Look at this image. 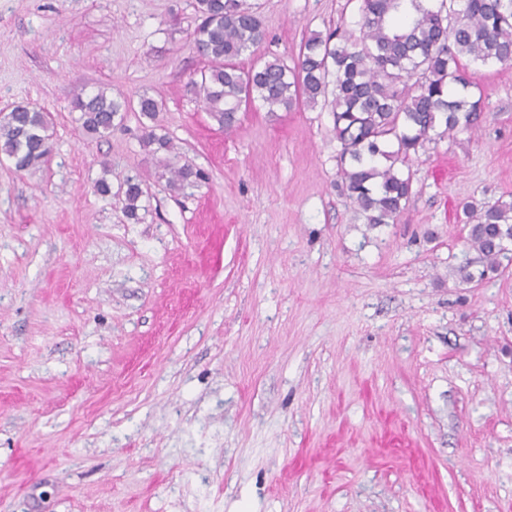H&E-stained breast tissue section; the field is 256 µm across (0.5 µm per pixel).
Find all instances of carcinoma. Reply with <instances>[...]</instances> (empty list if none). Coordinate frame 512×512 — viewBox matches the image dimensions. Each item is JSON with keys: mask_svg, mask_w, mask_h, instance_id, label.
<instances>
[{"mask_svg": "<svg viewBox=\"0 0 512 512\" xmlns=\"http://www.w3.org/2000/svg\"><path fill=\"white\" fill-rule=\"evenodd\" d=\"M200 20L193 46L206 62L197 94L218 122L230 127L242 102L268 112H288L303 101L330 108L340 143L342 190L369 224H387L412 195V177L395 168L435 136L474 131L478 102L462 60L485 65L512 60V0H361L359 37L338 28L310 36L297 65L272 58L249 69L239 65L264 38L247 0H195ZM82 129L106 137L129 111L139 113L142 145L157 158L174 190L206 179L203 170L176 165L172 138L159 121L163 102L143 93L133 102L100 88L73 102ZM54 122L33 104L0 113V153L18 171L48 162ZM142 183L124 180L123 210L138 219ZM468 240L486 260L483 278L498 271L505 242L512 240V201L463 204Z\"/></svg>", "mask_w": 512, "mask_h": 512, "instance_id": "1", "label": "carcinoma"}]
</instances>
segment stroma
<instances>
[{
    "label": "stroma",
    "instance_id": "stroma-1",
    "mask_svg": "<svg viewBox=\"0 0 512 512\" xmlns=\"http://www.w3.org/2000/svg\"><path fill=\"white\" fill-rule=\"evenodd\" d=\"M249 2L244 68L359 19ZM194 4L0 0V110L54 120L45 165L0 154V512H512V259L459 274L484 265L462 204L512 200V62L470 65L477 131L419 149L369 224L328 109L205 110ZM101 86L161 99L207 180L169 190L137 113L88 136L71 105ZM123 186V210L129 219H138L139 201L144 194L142 183L136 178L127 177Z\"/></svg>",
    "mask_w": 512,
    "mask_h": 512
}]
</instances>
